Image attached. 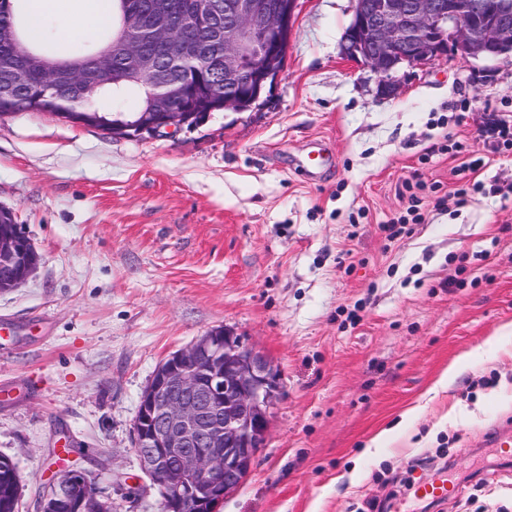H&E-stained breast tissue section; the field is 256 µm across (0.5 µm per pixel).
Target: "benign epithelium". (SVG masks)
I'll return each instance as SVG.
<instances>
[{"mask_svg": "<svg viewBox=\"0 0 512 512\" xmlns=\"http://www.w3.org/2000/svg\"><path fill=\"white\" fill-rule=\"evenodd\" d=\"M299 0H190L186 11L150 22L135 8L125 16V55L148 74L157 89L152 107L130 120L105 122L81 113L82 125L114 137L144 132L174 133L214 112L246 111L285 72ZM342 53L370 68L377 93L392 97L403 68L422 69L451 52L463 58L512 57V0H354ZM8 21L0 45L26 66L0 76L5 93L27 80L39 62L16 24L18 0H5ZM207 27L212 41L183 38L178 31ZM161 45L171 60L187 62L202 81L215 65L211 42L224 46V93L190 102L180 112L169 104L185 95L166 65L144 53ZM41 259L17 224L12 209L0 206V289L23 283ZM278 373L268 359L225 330H212L163 359L144 388L133 447L142 471L162 501V512H216L224 497L248 475L266 446ZM101 496L86 471L64 466L44 493L41 508L54 512H99Z\"/></svg>", "mask_w": 512, "mask_h": 512, "instance_id": "benign-epithelium-1", "label": "benign epithelium"}]
</instances>
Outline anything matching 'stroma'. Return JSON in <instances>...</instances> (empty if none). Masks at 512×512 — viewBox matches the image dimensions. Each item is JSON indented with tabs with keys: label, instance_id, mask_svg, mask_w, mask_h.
I'll list each match as a JSON object with an SVG mask.
<instances>
[{
	"label": "stroma",
	"instance_id": "1",
	"mask_svg": "<svg viewBox=\"0 0 512 512\" xmlns=\"http://www.w3.org/2000/svg\"><path fill=\"white\" fill-rule=\"evenodd\" d=\"M353 10L299 0L258 105L170 137L0 118V205L41 256L0 293V456L19 512L63 464L112 512H161L132 443L140 395L216 328L279 375L267 445L218 512H512V459L485 442L512 428V152L480 139L512 111V59L443 57L383 99L341 53ZM452 138L485 161L488 190L464 205ZM318 144L331 171L313 183L299 166ZM415 176L426 220L390 242L379 226ZM439 474L486 495L417 500Z\"/></svg>",
	"mask_w": 512,
	"mask_h": 512
}]
</instances>
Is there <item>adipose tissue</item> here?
I'll list each match as a JSON object with an SVG mask.
<instances>
[{
  "instance_id": "obj_1",
  "label": "adipose tissue",
  "mask_w": 512,
  "mask_h": 512,
  "mask_svg": "<svg viewBox=\"0 0 512 512\" xmlns=\"http://www.w3.org/2000/svg\"><path fill=\"white\" fill-rule=\"evenodd\" d=\"M58 11L62 14L59 29V44L79 35L93 34L112 18V0H80L79 4L68 6L64 0H32L27 15L26 39L31 43L41 42L47 13Z\"/></svg>"
}]
</instances>
